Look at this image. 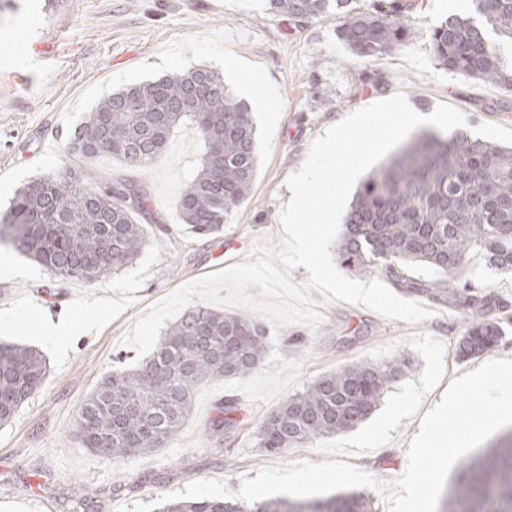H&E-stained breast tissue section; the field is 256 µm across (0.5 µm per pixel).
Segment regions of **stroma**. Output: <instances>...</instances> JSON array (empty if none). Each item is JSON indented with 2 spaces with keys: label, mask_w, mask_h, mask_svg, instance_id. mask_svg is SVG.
<instances>
[{
  "label": "stroma",
  "mask_w": 512,
  "mask_h": 512,
  "mask_svg": "<svg viewBox=\"0 0 512 512\" xmlns=\"http://www.w3.org/2000/svg\"><path fill=\"white\" fill-rule=\"evenodd\" d=\"M470 6L471 0H415L413 40L367 62L341 43L337 20L300 23L272 13L267 0H0L1 209L39 177L79 167L89 183L99 184L122 174L121 162L110 155L80 163L67 147L87 112L125 85L204 67L235 90L232 64L238 60L260 71L276 106L271 119L252 111L254 189L215 235L195 236L180 220V190L203 151L188 124L143 176L156 224L131 265L93 284L59 279L0 242V256L16 264L13 274L0 276V314L14 317L0 327V340L36 347L48 368L14 420L0 427V512H117L199 479L225 480L236 492L241 476L252 479L261 467L293 460L344 461L382 481L405 471L424 414L455 378L482 363L456 356L470 310L439 305L432 319L410 325L323 301L317 292L320 324L278 329L265 321L278 337L262 365L249 376L198 387L192 413L169 447L112 465L80 447L74 418L102 377L134 366L136 352L124 339L148 308L192 280L250 261L256 240L278 243L280 209L291 198L286 180L312 142L350 112L402 92L418 113L451 104L465 114L468 136L512 146V95L454 75L429 50L433 25ZM450 285L497 300L488 317L504 336L487 357L512 359V273L488 269L476 254ZM57 318L71 327L62 351L39 336L40 320ZM402 355L407 369L358 427L281 454L258 448L264 416L315 378L356 361L384 363ZM229 397L238 405V425L214 430L216 408ZM80 487L87 495L79 509L74 491Z\"/></svg>",
  "instance_id": "1"
}]
</instances>
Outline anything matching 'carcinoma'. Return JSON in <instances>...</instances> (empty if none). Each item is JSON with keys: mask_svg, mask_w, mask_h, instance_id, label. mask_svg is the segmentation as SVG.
<instances>
[{"mask_svg": "<svg viewBox=\"0 0 512 512\" xmlns=\"http://www.w3.org/2000/svg\"><path fill=\"white\" fill-rule=\"evenodd\" d=\"M480 22L451 14L432 29L437 63L465 79L512 92V0H472ZM269 8L301 22L336 15L337 32L359 58L374 60L411 39L413 0L369 11L357 0H268ZM189 122L204 151L179 196L182 223L199 236L219 232L224 216L247 199L256 177V130L250 107L206 68L133 84L102 100L71 137L78 158L109 154L131 171H147L174 131ZM142 182L114 177L84 186L70 172L35 179L0 212V240L42 264L51 275L93 283L133 263L149 237L152 219ZM512 147L423 133L402 145L366 177L344 219L337 252L350 271L383 273L405 294L473 311L457 344L461 359L493 349L503 336L486 318L492 299L448 281L413 276L422 266L449 277L479 252L488 266L512 270ZM268 348L265 328L250 312L206 305L185 311L159 339L152 356L105 376L77 411L82 447L117 463L166 448L192 411L197 386L237 379L256 370ZM405 357L359 361L324 374L284 399L260 422L257 447L268 453L305 448L365 421ZM46 361L27 346L0 343V426L10 423L45 379ZM232 398L217 408L215 427L237 424ZM159 512H373L370 495L337 493L310 500L183 499ZM439 512H512V434L479 449L455 476Z\"/></svg>", "mask_w": 512, "mask_h": 512, "instance_id": "1", "label": "carcinoma"}]
</instances>
